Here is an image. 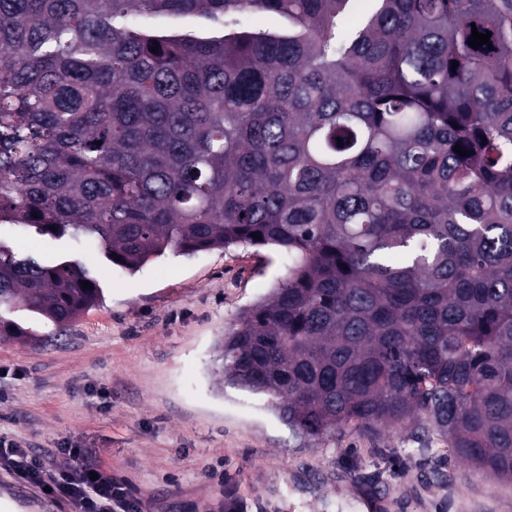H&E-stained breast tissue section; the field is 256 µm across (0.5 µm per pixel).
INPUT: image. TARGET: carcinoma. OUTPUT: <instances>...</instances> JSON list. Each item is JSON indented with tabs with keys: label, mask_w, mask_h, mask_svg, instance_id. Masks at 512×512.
<instances>
[{
	"label": "carcinoma",
	"mask_w": 512,
	"mask_h": 512,
	"mask_svg": "<svg viewBox=\"0 0 512 512\" xmlns=\"http://www.w3.org/2000/svg\"><path fill=\"white\" fill-rule=\"evenodd\" d=\"M351 2L0 0V225L131 273L285 249L222 381L318 445L410 429L511 483L512 0H372L344 29ZM102 297L0 241V336Z\"/></svg>",
	"instance_id": "carcinoma-1"
}]
</instances>
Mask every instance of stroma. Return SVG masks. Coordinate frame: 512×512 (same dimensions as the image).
Instances as JSON below:
<instances>
[{
	"instance_id": "stroma-1",
	"label": "stroma",
	"mask_w": 512,
	"mask_h": 512,
	"mask_svg": "<svg viewBox=\"0 0 512 512\" xmlns=\"http://www.w3.org/2000/svg\"><path fill=\"white\" fill-rule=\"evenodd\" d=\"M48 259L92 267L104 302L57 326L23 308L33 336L0 338V437L96 449L143 512H512V483L449 458L439 438L345 434L322 445L295 434L260 400L218 389L216 341L243 307L267 296L288 255L235 245L173 252L130 274L83 242L42 240ZM442 459L440 472L422 457ZM14 512H69L0 470Z\"/></svg>"
}]
</instances>
